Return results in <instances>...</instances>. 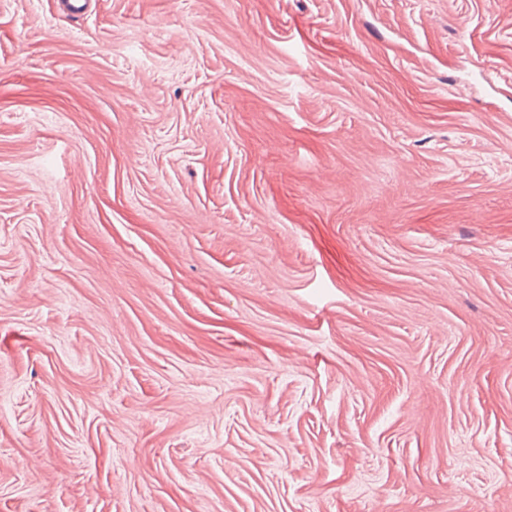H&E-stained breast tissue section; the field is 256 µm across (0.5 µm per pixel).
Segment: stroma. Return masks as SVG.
Instances as JSON below:
<instances>
[{"mask_svg":"<svg viewBox=\"0 0 512 512\" xmlns=\"http://www.w3.org/2000/svg\"><path fill=\"white\" fill-rule=\"evenodd\" d=\"M0 512H512V0H0Z\"/></svg>","mask_w":512,"mask_h":512,"instance_id":"1","label":"stroma"}]
</instances>
